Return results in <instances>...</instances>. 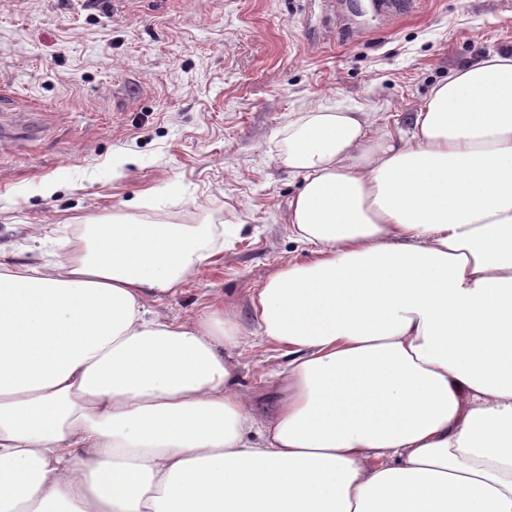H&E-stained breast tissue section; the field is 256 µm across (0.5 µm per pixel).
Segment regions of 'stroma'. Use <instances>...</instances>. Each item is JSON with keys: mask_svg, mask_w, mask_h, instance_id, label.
Returning a JSON list of instances; mask_svg holds the SVG:
<instances>
[{"mask_svg": "<svg viewBox=\"0 0 512 512\" xmlns=\"http://www.w3.org/2000/svg\"><path fill=\"white\" fill-rule=\"evenodd\" d=\"M504 50L512 0H421L391 24L368 0H0V111L43 126L0 146V266L56 260L116 215L245 222L159 310L235 306L239 388L273 415L249 296L310 257L285 221L289 118L347 106L406 129L451 70Z\"/></svg>", "mask_w": 512, "mask_h": 512, "instance_id": "stroma-1", "label": "stroma"}]
</instances>
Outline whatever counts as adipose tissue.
I'll use <instances>...</instances> for the list:
<instances>
[{
	"mask_svg": "<svg viewBox=\"0 0 512 512\" xmlns=\"http://www.w3.org/2000/svg\"><path fill=\"white\" fill-rule=\"evenodd\" d=\"M283 161L313 258L250 295L275 413L238 388L233 308L154 310L242 225H90L0 271V512H512V52L406 131L296 113Z\"/></svg>",
	"mask_w": 512,
	"mask_h": 512,
	"instance_id": "adipose-tissue-1",
	"label": "adipose tissue"
}]
</instances>
